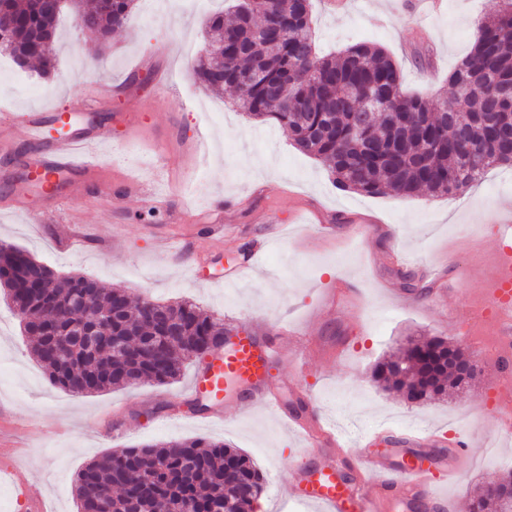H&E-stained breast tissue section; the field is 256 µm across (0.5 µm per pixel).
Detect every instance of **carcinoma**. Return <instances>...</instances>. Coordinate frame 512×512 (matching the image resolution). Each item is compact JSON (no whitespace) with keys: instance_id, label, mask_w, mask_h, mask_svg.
<instances>
[{"instance_id":"obj_1","label":"carcinoma","mask_w":512,"mask_h":512,"mask_svg":"<svg viewBox=\"0 0 512 512\" xmlns=\"http://www.w3.org/2000/svg\"><path fill=\"white\" fill-rule=\"evenodd\" d=\"M46 0H0V55L18 66L38 64L55 71L53 49L60 15ZM134 0H69L77 26L96 35L103 54L112 32L126 26ZM311 0H264L256 9L234 0L211 17L217 38L209 58H199L195 78L220 89L237 87L241 72L257 81L239 93L253 119L288 131L302 152L328 165L343 191L376 195L430 193L455 196L492 165H512V0L476 29L470 52L448 74L451 99L407 95L400 68L382 48L368 42L339 57L316 52L310 26ZM378 116L364 127L362 114ZM0 291L33 337L32 352L49 381L76 394L165 384L178 379L184 363L212 343L224 345V323L188 303L134 302L125 290L80 275L59 276L31 254L0 243ZM92 298L97 311H112L104 327L123 345L90 350L91 324L69 312L72 295ZM465 351L436 338L415 344L379 363L373 377L384 389L427 401L448 390L470 387L448 369L446 357ZM122 482L104 502L108 512H252L265 477L244 452L220 441L121 448L102 455L75 477L77 512L96 491ZM509 502L475 493L470 512H506Z\"/></svg>"}]
</instances>
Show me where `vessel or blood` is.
Instances as JSON below:
<instances>
[{
  "label": "vessel or blood",
  "mask_w": 512,
  "mask_h": 512,
  "mask_svg": "<svg viewBox=\"0 0 512 512\" xmlns=\"http://www.w3.org/2000/svg\"><path fill=\"white\" fill-rule=\"evenodd\" d=\"M7 127L24 146L20 156L29 181L16 187L14 207L28 213L34 198L57 206L87 185L107 182L103 160L94 158L97 145L112 140L111 127L81 123L76 115L52 108L16 118L0 113V127ZM492 238L494 276L489 295V321L506 342H512V204H504L496 218ZM288 343L284 330L250 324L225 329L224 346L207 372L195 375L193 394L223 398L225 406H261L278 416L287 411L272 390V368ZM302 436L317 452L303 464L301 478L291 491L301 501L324 507L325 512H389L393 502L417 504L426 512H447L448 501L437 492L451 474V462L470 454V439L458 437L449 448L434 447L431 439L416 435L404 447L373 452L349 461L335 434L313 419L299 420ZM0 486L11 491L0 503V512H48L42 496L31 488L24 471L10 458L0 459Z\"/></svg>",
  "instance_id": "b4317fda"
}]
</instances>
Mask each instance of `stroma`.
Instances as JSON below:
<instances>
[{"mask_svg":"<svg viewBox=\"0 0 512 512\" xmlns=\"http://www.w3.org/2000/svg\"><path fill=\"white\" fill-rule=\"evenodd\" d=\"M502 0H443L440 14L392 12L389 0H346L330 10L312 0L320 54H340L364 39L384 48L399 65L403 87L451 96L448 73L470 51L481 20ZM147 0H135L128 26L95 55L93 33L62 18L54 43L57 71L32 83L0 78V109L67 111L76 101L112 119V145L100 153L110 166L111 192L82 190L55 208L46 223L9 207L11 185L0 183V240L26 249L61 275L79 274L124 289L132 299L188 300L225 324L266 322L299 334L308 372L275 364L273 385L286 408L319 413L349 443L348 456L367 452L366 438L394 432L404 438L430 431L446 439L471 437V461L443 486L449 512H466L476 485L512 469V433L499 423L489 380L493 361L479 365L473 390L414 402L384 391L372 379L376 364L413 337H442L471 350L495 340L492 323L474 313L493 272L487 242L503 199L512 198V168L497 166L463 194L365 195L335 187L327 167L294 147L276 123H261L231 106L232 90L212 91L193 76L197 63L186 47L202 50L208 20L223 0L191 9L188 0H161L146 18ZM163 67L170 92L157 89L151 70ZM112 81L120 94L97 103L94 85ZM201 139L198 155L182 146ZM166 194L167 207L148 210L122 192L125 178ZM223 197L233 225L216 231L206 215ZM188 212L180 255L162 258L154 238L168 232L169 213ZM367 214L379 227L360 239L347 227ZM284 224L288 236L262 256L259 274L224 285V270L240 250L259 242L266 223ZM83 226L74 251L57 242L67 225ZM417 293L402 286L404 276ZM357 293L333 301L338 280ZM201 361L185 364L168 385H135L77 395L51 385L30 353L11 305L0 299V449L17 453L32 489L51 512H76L74 478L91 459L116 448L203 438L249 455L266 476L257 504L265 512H321L293 498L290 485L308 450L286 421L255 407L246 412L208 400V416L193 411L189 387Z\"/></svg>","mask_w":512,"mask_h":512,"instance_id":"obj_1","label":"stroma"}]
</instances>
